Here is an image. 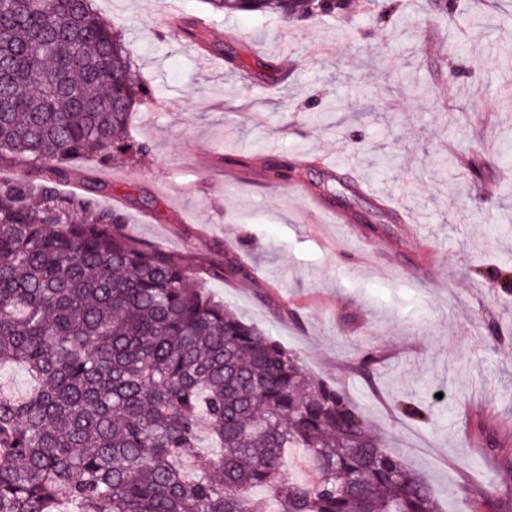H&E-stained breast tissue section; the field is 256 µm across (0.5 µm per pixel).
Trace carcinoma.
Returning <instances> with one entry per match:
<instances>
[{
  "label": "carcinoma",
  "mask_w": 512,
  "mask_h": 512,
  "mask_svg": "<svg viewBox=\"0 0 512 512\" xmlns=\"http://www.w3.org/2000/svg\"><path fill=\"white\" fill-rule=\"evenodd\" d=\"M204 2L288 23L343 0ZM402 8L376 21L404 33ZM152 98L92 0H0V166L42 173L0 180V365L30 380L0 391V512H440L338 386L59 189L75 162L144 155L128 119Z\"/></svg>",
  "instance_id": "1"
}]
</instances>
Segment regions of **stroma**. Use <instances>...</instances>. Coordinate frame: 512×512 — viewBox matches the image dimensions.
I'll return each instance as SVG.
<instances>
[{
  "mask_svg": "<svg viewBox=\"0 0 512 512\" xmlns=\"http://www.w3.org/2000/svg\"><path fill=\"white\" fill-rule=\"evenodd\" d=\"M393 44L374 16H214L202 0H93L123 19L157 101L130 114L146 156L78 162L126 231L197 267L226 309L344 389L442 512H512V19L430 0ZM181 13L212 44L171 31ZM261 56V74L224 58ZM301 171L271 179L272 163ZM350 221L336 223V198ZM377 353L361 368L363 351ZM432 405L427 423L402 401Z\"/></svg>",
  "mask_w": 512,
  "mask_h": 512,
  "instance_id": "35a3bbf8",
  "label": "stroma"
}]
</instances>
